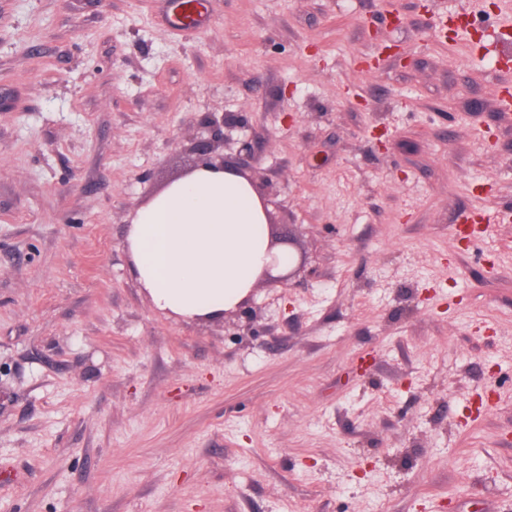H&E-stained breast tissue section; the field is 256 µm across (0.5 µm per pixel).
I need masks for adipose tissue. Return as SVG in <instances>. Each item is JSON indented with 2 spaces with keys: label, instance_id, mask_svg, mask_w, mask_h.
Here are the masks:
<instances>
[{
  "label": "adipose tissue",
  "instance_id": "ef3b65f1",
  "mask_svg": "<svg viewBox=\"0 0 512 512\" xmlns=\"http://www.w3.org/2000/svg\"><path fill=\"white\" fill-rule=\"evenodd\" d=\"M267 224L246 176L196 168L136 209L125 239L131 272L157 309L221 319L245 304L275 253Z\"/></svg>",
  "mask_w": 512,
  "mask_h": 512
}]
</instances>
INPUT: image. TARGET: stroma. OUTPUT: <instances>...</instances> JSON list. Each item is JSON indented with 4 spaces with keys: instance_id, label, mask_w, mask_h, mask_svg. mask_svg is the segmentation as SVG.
<instances>
[{
    "instance_id": "35a3bbf8",
    "label": "stroma",
    "mask_w": 512,
    "mask_h": 512,
    "mask_svg": "<svg viewBox=\"0 0 512 512\" xmlns=\"http://www.w3.org/2000/svg\"><path fill=\"white\" fill-rule=\"evenodd\" d=\"M502 2L0 0V512H512ZM206 112L295 256L214 322L125 246Z\"/></svg>"
}]
</instances>
